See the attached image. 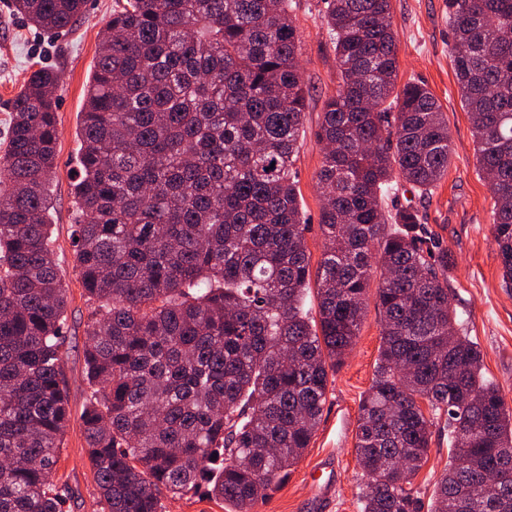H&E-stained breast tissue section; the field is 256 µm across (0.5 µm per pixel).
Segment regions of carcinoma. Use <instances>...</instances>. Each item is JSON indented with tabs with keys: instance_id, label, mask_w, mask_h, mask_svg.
<instances>
[{
	"instance_id": "cac0c4a2",
	"label": "carcinoma",
	"mask_w": 512,
	"mask_h": 512,
	"mask_svg": "<svg viewBox=\"0 0 512 512\" xmlns=\"http://www.w3.org/2000/svg\"><path fill=\"white\" fill-rule=\"evenodd\" d=\"M85 0H12L65 30ZM295 0H125L77 133L74 269L91 305L82 415L101 512H163L200 487L233 512L288 479L329 371L359 336L374 264L381 345L359 406L360 512H421L433 428L452 461L427 512H512V406L452 309L448 252L401 179L448 174V121L397 88L390 0H326L338 86L315 136L323 252L311 266L294 168L307 105ZM452 62L490 235L512 288V0H448ZM59 69L33 70L0 156V512H63L66 288L53 252ZM316 289L317 317L304 309Z\"/></svg>"
}]
</instances>
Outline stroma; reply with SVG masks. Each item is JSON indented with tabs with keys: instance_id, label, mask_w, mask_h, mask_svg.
I'll return each instance as SVG.
<instances>
[{
	"instance_id": "1",
	"label": "stroma",
	"mask_w": 512,
	"mask_h": 512,
	"mask_svg": "<svg viewBox=\"0 0 512 512\" xmlns=\"http://www.w3.org/2000/svg\"><path fill=\"white\" fill-rule=\"evenodd\" d=\"M115 2L88 0L79 24L51 34L14 15L10 0H0V151L7 142L11 101L34 65L51 64L61 72L52 219L55 249L67 285L64 372L71 419L53 476L64 498L63 512H99L81 420L91 392L83 357L90 306L72 268L70 231L75 214L70 171L86 87ZM295 2V21L303 41L301 66L308 89L296 169L302 213L308 224L307 247L312 261L317 262L323 238L316 175L323 151L315 131L325 99L336 92L337 64L334 45L322 22L324 0ZM391 12L398 44V82L427 85L448 121L452 141L448 173L433 193L420 196L410 184L401 182L392 203L416 207L431 235L447 249L453 262L449 272L451 304L484 354L486 378L512 401V288L502 285L500 262L489 233L491 192L478 174L472 127L449 57L448 0H392ZM380 337L381 313L371 299L351 353L329 374L323 415L309 448L288 479L259 500L254 512H360L361 470L354 451L355 432L360 402L372 382ZM448 453L447 439L433 436L429 459L413 479L422 503H429L448 466Z\"/></svg>"
}]
</instances>
